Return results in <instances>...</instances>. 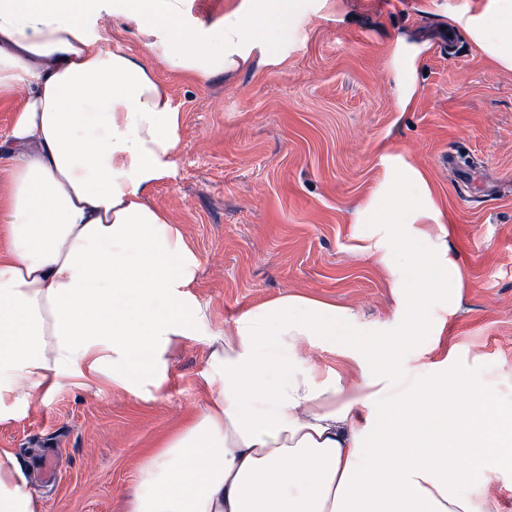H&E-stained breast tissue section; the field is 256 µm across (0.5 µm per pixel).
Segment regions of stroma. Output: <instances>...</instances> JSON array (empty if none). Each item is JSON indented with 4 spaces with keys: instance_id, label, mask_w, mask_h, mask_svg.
Listing matches in <instances>:
<instances>
[{
    "instance_id": "stroma-1",
    "label": "stroma",
    "mask_w": 512,
    "mask_h": 512,
    "mask_svg": "<svg viewBox=\"0 0 512 512\" xmlns=\"http://www.w3.org/2000/svg\"><path fill=\"white\" fill-rule=\"evenodd\" d=\"M495 0H300L275 58L206 81L153 58L146 35L103 20L104 43L151 63L179 113L171 176L148 194L199 260L198 299L214 326L287 295L350 309L389 344L403 309L395 278L359 248L356 219L377 193L382 158L427 177L462 278L455 303L430 304L428 335L407 340L388 393L446 360L512 403V72L469 39L462 20ZM419 48L416 92L400 109L393 44ZM210 349L185 338L162 387L134 398L108 382L71 385L0 422L44 512H127L139 465L210 397Z\"/></svg>"
}]
</instances>
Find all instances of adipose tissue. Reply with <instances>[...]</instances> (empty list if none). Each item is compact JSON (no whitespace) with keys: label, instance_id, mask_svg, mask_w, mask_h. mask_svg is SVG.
Returning a JSON list of instances; mask_svg holds the SVG:
<instances>
[{"label":"adipose tissue","instance_id":"obj_1","mask_svg":"<svg viewBox=\"0 0 512 512\" xmlns=\"http://www.w3.org/2000/svg\"><path fill=\"white\" fill-rule=\"evenodd\" d=\"M295 2L242 0L208 24L192 0H0V98L25 93L0 138V421L68 384L143 397L192 336L211 348L210 400L145 456L128 512H491L471 486L512 475V407L455 366L407 388L399 408L379 398L429 304L461 278L447 245L427 248L423 227L442 213L420 170L384 156L358 215L363 251L392 271L408 311L383 349L347 310L300 295L215 329L194 292L197 257L146 201L174 166L178 114L145 62L101 43L99 22L149 35L154 57L204 81L270 55ZM463 27L512 70V0ZM303 345L342 353L362 382L322 377ZM0 512H43L8 448Z\"/></svg>","mask_w":512,"mask_h":512}]
</instances>
